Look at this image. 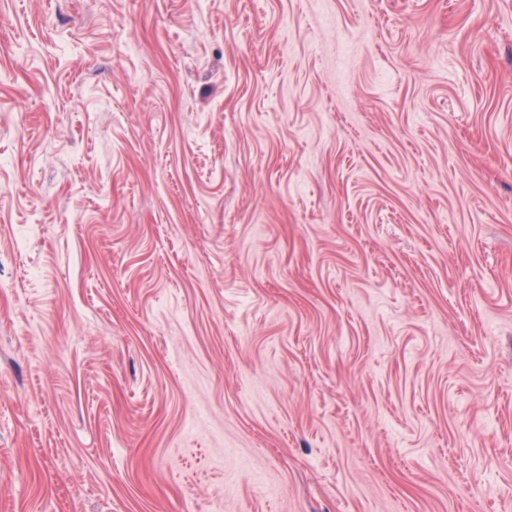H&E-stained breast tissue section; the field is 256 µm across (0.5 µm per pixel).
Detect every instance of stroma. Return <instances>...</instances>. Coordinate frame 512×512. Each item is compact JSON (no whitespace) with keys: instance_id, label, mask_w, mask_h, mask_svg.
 I'll return each mask as SVG.
<instances>
[{"instance_id":"stroma-1","label":"stroma","mask_w":512,"mask_h":512,"mask_svg":"<svg viewBox=\"0 0 512 512\" xmlns=\"http://www.w3.org/2000/svg\"><path fill=\"white\" fill-rule=\"evenodd\" d=\"M0 512H512V0H0Z\"/></svg>"}]
</instances>
